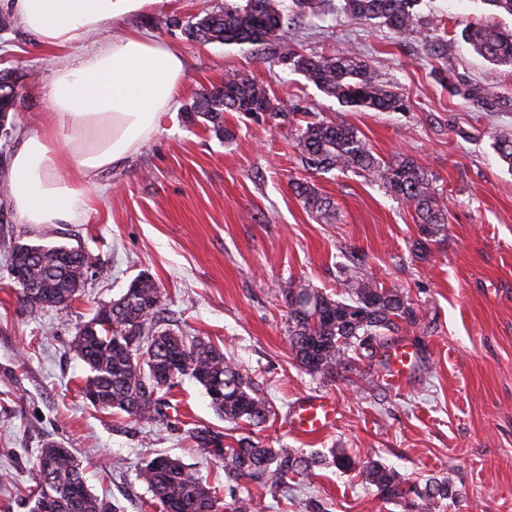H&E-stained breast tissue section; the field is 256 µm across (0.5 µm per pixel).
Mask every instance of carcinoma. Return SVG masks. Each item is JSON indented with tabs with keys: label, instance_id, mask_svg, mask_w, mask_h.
Masks as SVG:
<instances>
[{
	"label": "carcinoma",
	"instance_id": "cac0c4a2",
	"mask_svg": "<svg viewBox=\"0 0 512 512\" xmlns=\"http://www.w3.org/2000/svg\"><path fill=\"white\" fill-rule=\"evenodd\" d=\"M284 0H224V8L205 13L195 21L168 18L165 24L181 28L186 39L198 43H279L296 25V19H320L328 11V0H291L294 15ZM419 0H340V10L368 24L387 27L397 38L423 35L437 30L434 20L418 13ZM473 50L495 66L512 67V29L488 18L465 31ZM282 61L344 106L376 112L404 108L400 89L384 81L372 63L351 51L332 55H306L288 48ZM17 78L0 70V122L17 111L14 94ZM455 95L478 108L488 106L481 88L471 83L453 85ZM190 111L224 132V113L263 112L281 116L273 92L243 72L225 74L223 82L205 88L193 100ZM502 161L512 168V131L492 134ZM295 148L303 167L318 173L333 170L359 171L386 194L413 209L418 226L416 247L424 252L448 231L447 199L433 186L428 172L414 160L403 157L385 161L377 157L359 131L351 125L313 121L299 129ZM292 190L304 207L318 218L333 215L334 205L316 185L295 180ZM12 261L25 268L26 281L16 283L30 312L51 306L63 310L83 288L91 257L63 245H13ZM341 294L334 298L306 283L288 282L282 295L288 308V342L294 360L310 375L333 377L353 371L359 357L375 356L390 348L392 335L402 325L418 319L410 298L400 288H386L361 276L350 266L339 267ZM308 295L310 304L292 308L295 292ZM163 295L148 276L134 280L127 291L100 308L82 324L74 337V348L88 365L91 375L82 389L95 388L92 406L102 411L116 409L129 418L128 429L168 419L162 389L188 375L210 392L224 388V398L212 403L229 422L245 421L259 426L271 414L253 379L227 361L224 351L199 337L159 328ZM189 437L197 450L224 465V474L236 483L243 479L272 489L288 485V478L307 476L327 463L322 455L298 454L292 448H266L250 438L237 446L224 447V433L195 426ZM332 463L344 471H356L378 498L394 502L406 512H436L442 502L456 496L453 478L432 477L420 487L398 470L370 458L360 460L345 449L331 451ZM139 479L161 505L162 512H224L215 492L179 459L158 454L147 459ZM37 492L31 512H108L105 503L87 486L85 467L68 449L56 442L40 450L35 468Z\"/></svg>",
	"mask_w": 512,
	"mask_h": 512
}]
</instances>
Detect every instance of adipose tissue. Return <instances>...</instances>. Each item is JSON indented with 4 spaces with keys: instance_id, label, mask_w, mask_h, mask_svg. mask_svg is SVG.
<instances>
[{
    "instance_id": "obj_1",
    "label": "adipose tissue",
    "mask_w": 512,
    "mask_h": 512,
    "mask_svg": "<svg viewBox=\"0 0 512 512\" xmlns=\"http://www.w3.org/2000/svg\"><path fill=\"white\" fill-rule=\"evenodd\" d=\"M163 0H0L48 48L83 46L46 81L50 124L22 132L8 178L17 223L73 224L88 207V183L122 165L157 131L175 104L186 72L173 44L130 32L101 39L103 30ZM77 167L83 182L66 177Z\"/></svg>"
}]
</instances>
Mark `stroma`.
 Here are the masks:
<instances>
[{
    "label": "stroma",
    "mask_w": 512,
    "mask_h": 512,
    "mask_svg": "<svg viewBox=\"0 0 512 512\" xmlns=\"http://www.w3.org/2000/svg\"><path fill=\"white\" fill-rule=\"evenodd\" d=\"M223 5L167 0L109 27L112 35L137 31L176 45L186 78L151 139L89 186L92 204L82 223L29 229L0 194V240L78 248L95 262L68 309L33 314L0 250V512H30L36 458L49 441L81 460L91 492L109 512H158L138 477L155 451L180 459L230 504L223 465L199 455L187 435L197 425L222 432L229 446L247 436L306 455L346 448L420 485L452 476L457 494L441 512H512V170L500 164L490 138L491 129H512V69L490 65L462 38L488 16L486 5L422 0L423 13L445 23L428 39L397 40L334 6L323 19L299 22L298 51L349 49L367 58L401 89L405 107L398 112L357 111L326 96L281 63L284 45L200 44L165 24L169 16L186 21ZM80 52L44 48L17 24L0 31V69L20 76L15 131L0 143V185L20 131L41 130L47 121L35 75ZM230 70L268 86L282 116L228 112L219 136L203 118L187 115L197 93ZM462 81L482 87L489 110L454 95ZM318 120L352 125L378 157H408L433 175L448 200V234L427 257L416 255L408 206L354 173L302 167L296 129ZM296 179L331 198V221L305 209L291 188ZM351 258L361 274L403 289L417 310V322L398 334L418 351L404 387L388 381L378 359L329 379L309 375L291 355L282 289L295 280L336 294L337 267ZM141 275L163 293L167 328L209 340L247 370L271 406L265 424L225 421L188 377L167 395L178 405L169 424L128 432L123 416L84 398L89 370L73 347L76 329ZM310 392L340 403L334 427L319 436L285 424L290 403ZM249 490L254 512H302L311 498L327 512H403L331 464L278 492L256 483Z\"/></svg>",
    "instance_id": "35a3bbf8"
}]
</instances>
